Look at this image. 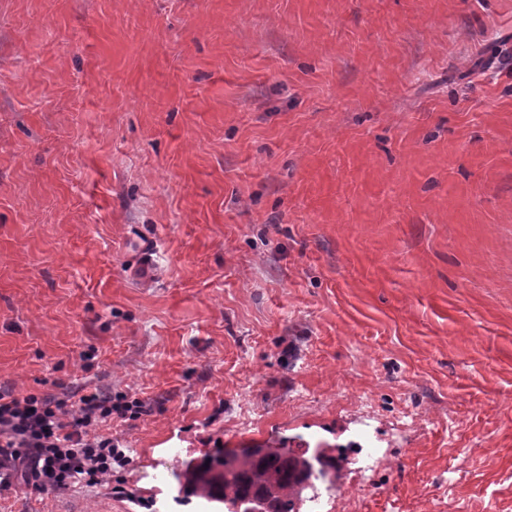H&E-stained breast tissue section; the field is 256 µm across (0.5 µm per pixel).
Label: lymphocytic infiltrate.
Segmentation results:
<instances>
[{
    "label": "lymphocytic infiltrate",
    "mask_w": 512,
    "mask_h": 512,
    "mask_svg": "<svg viewBox=\"0 0 512 512\" xmlns=\"http://www.w3.org/2000/svg\"><path fill=\"white\" fill-rule=\"evenodd\" d=\"M140 399L113 402L100 392L78 400L52 395H14L0 390V489L23 478L35 489L61 491L74 483L88 487L110 477L113 467L129 459L97 427L113 415L139 414Z\"/></svg>",
    "instance_id": "obj_1"
}]
</instances>
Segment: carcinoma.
I'll return each instance as SVG.
<instances>
[{"mask_svg":"<svg viewBox=\"0 0 512 512\" xmlns=\"http://www.w3.org/2000/svg\"><path fill=\"white\" fill-rule=\"evenodd\" d=\"M336 469V456L324 448L297 453L256 449L224 455L195 469L187 494L226 506L256 504L260 512H298L303 492Z\"/></svg>","mask_w":512,"mask_h":512,"instance_id":"1","label":"carcinoma"}]
</instances>
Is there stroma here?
<instances>
[{"mask_svg":"<svg viewBox=\"0 0 512 512\" xmlns=\"http://www.w3.org/2000/svg\"><path fill=\"white\" fill-rule=\"evenodd\" d=\"M512 0H0V388L147 402L101 485L397 460L330 512H512Z\"/></svg>","mask_w":512,"mask_h":512,"instance_id":"35a3bbf8","label":"stroma"}]
</instances>
